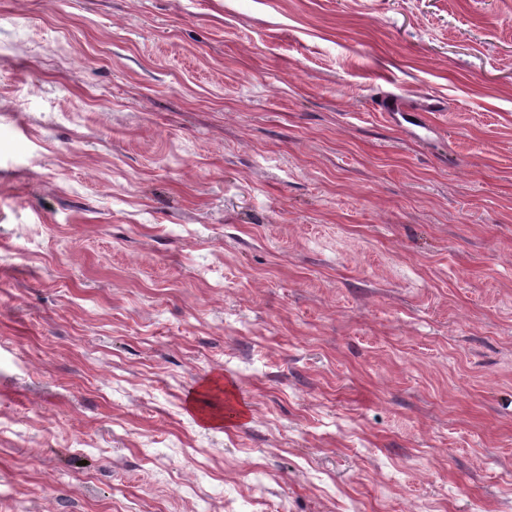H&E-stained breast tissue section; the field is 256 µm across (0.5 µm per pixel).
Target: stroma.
<instances>
[{"label":"stroma","mask_w":512,"mask_h":512,"mask_svg":"<svg viewBox=\"0 0 512 512\" xmlns=\"http://www.w3.org/2000/svg\"><path fill=\"white\" fill-rule=\"evenodd\" d=\"M0 422V512H512V0H0Z\"/></svg>","instance_id":"35a3bbf8"}]
</instances>
